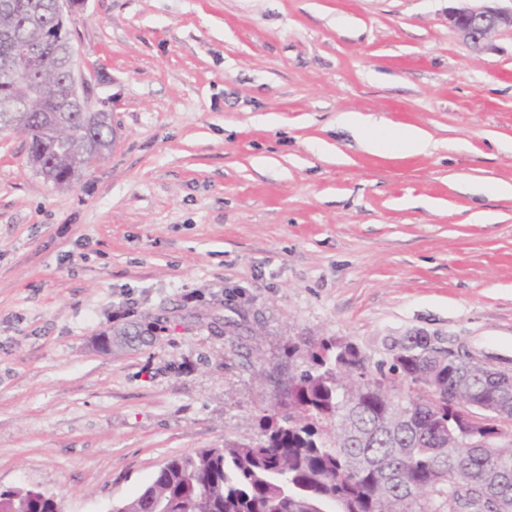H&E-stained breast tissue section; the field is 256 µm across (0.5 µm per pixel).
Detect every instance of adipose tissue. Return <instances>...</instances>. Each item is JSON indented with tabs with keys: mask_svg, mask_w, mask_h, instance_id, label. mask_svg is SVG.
<instances>
[{
	"mask_svg": "<svg viewBox=\"0 0 512 512\" xmlns=\"http://www.w3.org/2000/svg\"><path fill=\"white\" fill-rule=\"evenodd\" d=\"M338 121L355 134L362 150L370 154L395 149L407 155H426L434 146L431 136L414 125L394 129L384 119L360 112L342 113Z\"/></svg>",
	"mask_w": 512,
	"mask_h": 512,
	"instance_id": "adipose-tissue-1",
	"label": "adipose tissue"
}]
</instances>
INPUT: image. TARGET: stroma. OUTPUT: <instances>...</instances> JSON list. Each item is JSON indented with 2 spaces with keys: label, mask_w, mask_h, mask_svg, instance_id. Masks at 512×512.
<instances>
[{
  "label": "stroma",
  "mask_w": 512,
  "mask_h": 512,
  "mask_svg": "<svg viewBox=\"0 0 512 512\" xmlns=\"http://www.w3.org/2000/svg\"><path fill=\"white\" fill-rule=\"evenodd\" d=\"M453 6L78 0L113 142L57 187L0 134V490L107 512L171 457L259 440L258 371L324 339L373 366L421 331L512 370V197L486 189L512 183V33L472 51ZM348 111L435 147L366 154Z\"/></svg>",
  "instance_id": "35a3bbf8"
}]
</instances>
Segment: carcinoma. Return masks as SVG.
Listing matches in <instances>:
<instances>
[{"mask_svg": "<svg viewBox=\"0 0 512 512\" xmlns=\"http://www.w3.org/2000/svg\"><path fill=\"white\" fill-rule=\"evenodd\" d=\"M38 22L26 55L0 45V76L23 61L41 88L31 99L0 81V131L28 129L31 168L62 187L110 150L112 123L77 102L59 111L71 33L56 0H0V34ZM387 351L372 370L358 346L329 340L299 373H261L288 399L263 438L169 458L120 512H512V378L448 354L441 336L392 338ZM54 500L7 490L0 512H55Z\"/></svg>", "mask_w": 512, "mask_h": 512, "instance_id": "obj_1", "label": "carcinoma"}]
</instances>
